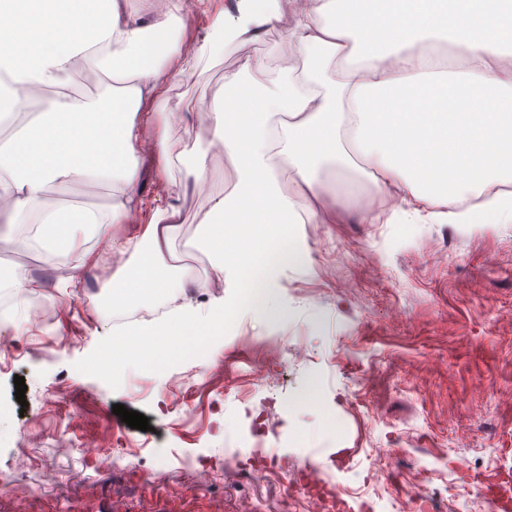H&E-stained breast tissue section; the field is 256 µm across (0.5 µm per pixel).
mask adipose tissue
Masks as SVG:
<instances>
[{
	"mask_svg": "<svg viewBox=\"0 0 512 512\" xmlns=\"http://www.w3.org/2000/svg\"><path fill=\"white\" fill-rule=\"evenodd\" d=\"M104 22L39 49L28 63L0 52V101L26 110L34 90L53 97L32 135L68 141L73 154L97 148L73 126L116 127L123 160L89 172L73 162L40 164L17 173L0 149V213L7 236L33 240L45 259L66 266L73 252L99 268L97 249L110 253V288H135L128 270L162 266L181 227V183L168 173L165 149L174 113L165 109L169 76L262 40L287 24L301 66L269 55L245 59L225 73L231 111L210 113L215 139L234 152L236 183L216 210L238 223L262 216L290 224L302 209L310 224H332L325 186L357 187L354 217L361 224H512V49H504L501 21L485 0H420L413 17L391 8L369 18L373 0H299L291 16L257 10L255 0H103ZM206 34L191 49L184 36L197 21ZM89 71L100 83L77 88ZM149 171L163 191L145 200L137 183ZM291 173L293 204L281 195ZM108 191L96 244L55 235L59 209L51 195L68 194L88 175Z\"/></svg>",
	"mask_w": 512,
	"mask_h": 512,
	"instance_id": "ef3b65f1",
	"label": "adipose tissue"
}]
</instances>
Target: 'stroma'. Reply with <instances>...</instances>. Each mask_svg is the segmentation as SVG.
<instances>
[{"mask_svg":"<svg viewBox=\"0 0 512 512\" xmlns=\"http://www.w3.org/2000/svg\"><path fill=\"white\" fill-rule=\"evenodd\" d=\"M272 50L289 55L284 27L169 81L168 108L185 116L168 132L171 177L192 182L186 159L198 141L210 142L207 164L217 173L212 191L182 198L183 226L170 245L174 260L201 279L205 252L186 245L235 179L207 114L225 107V72ZM297 245L298 256L209 359L114 389L75 368L117 325L105 314L94 322L84 315L86 303H103L108 288L93 283L67 298L59 270L0 237V273L21 271L40 283L31 308L45 325L28 333L12 369L0 372V403L17 426L68 431L76 440L107 432L142 456L116 466L75 446L34 444L21 474L33 487L25 496L30 512H78L68 494L73 483L84 500L111 502L114 512H183L190 502L198 512H287L275 479L246 485L224 466L219 410L241 392L249 395L239 404L244 425L258 416L275 424L263 443L273 463L301 458L307 433L335 427L353 459L324 454L316 463L330 484L351 488L372 512H400L422 484V469L439 512H486L471 493L476 476H512V224H418L400 240L387 224H301ZM269 365L278 381L257 383L254 370ZM18 376L27 386L21 403ZM174 377L186 383L188 411L165 408ZM56 390L65 392V404L45 406L46 393ZM116 404L146 416L149 431L128 427L113 414ZM184 454L211 468L207 484L178 469L175 459Z\"/></svg>","mask_w":512,"mask_h":512,"instance_id":"obj_1","label":"stroma"}]
</instances>
